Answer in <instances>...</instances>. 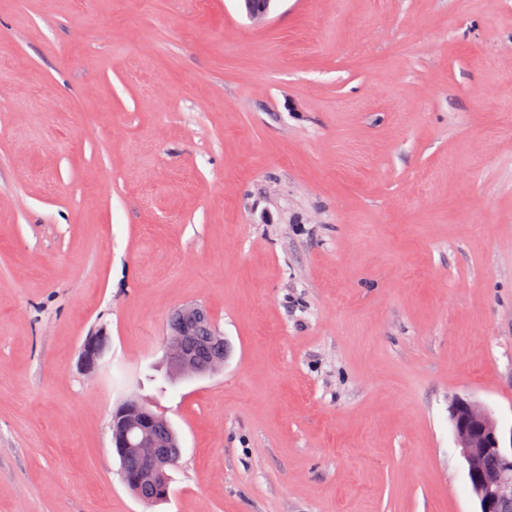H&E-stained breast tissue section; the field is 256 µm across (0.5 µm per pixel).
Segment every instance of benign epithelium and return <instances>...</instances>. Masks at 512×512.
Listing matches in <instances>:
<instances>
[{
  "label": "benign epithelium",
  "mask_w": 512,
  "mask_h": 512,
  "mask_svg": "<svg viewBox=\"0 0 512 512\" xmlns=\"http://www.w3.org/2000/svg\"><path fill=\"white\" fill-rule=\"evenodd\" d=\"M247 16L254 21L267 19L274 0H242ZM165 337V353L172 373L182 377H203L218 369V361L200 360L186 346V340L206 319V310L197 304L186 305ZM105 353L103 344L86 345L83 364L91 369ZM450 421L458 448L467 466L477 512H512V432L504 433L485 408L469 398L451 402ZM155 414L135 405L125 407L112 417L111 435L117 438L119 456H134L141 461L139 481L149 491L170 493L169 471L178 466L180 452L170 449L165 434L154 423Z\"/></svg>",
  "instance_id": "1"
}]
</instances>
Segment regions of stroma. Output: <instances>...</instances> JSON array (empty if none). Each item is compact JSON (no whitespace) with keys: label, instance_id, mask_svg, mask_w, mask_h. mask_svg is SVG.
<instances>
[{"label":"stroma","instance_id":"35a3bbf8","mask_svg":"<svg viewBox=\"0 0 512 512\" xmlns=\"http://www.w3.org/2000/svg\"><path fill=\"white\" fill-rule=\"evenodd\" d=\"M456 395L512 429V0H0V512H477ZM206 310L197 304L186 305L175 313L178 317L165 337V353L172 373L182 377H203L218 369V361L200 360L186 346V340L197 331L206 319ZM171 373L173 379H179ZM125 403H136L145 407L146 412L141 407L129 405L116 415H112L110 430L113 439L117 438V447L122 448L119 456L137 457L141 461L139 472V481L149 491H164L166 495L170 493V475L169 471L178 466L181 459L180 450H170V445L165 434L160 433L154 423L161 420L157 413L153 412L151 406L144 404L134 398H128L121 402L117 408ZM112 439V441H113ZM115 448V451L118 450Z\"/></svg>","mask_w":512,"mask_h":512}]
</instances>
